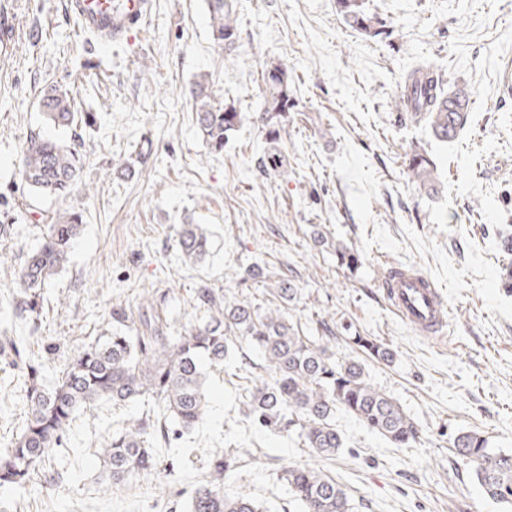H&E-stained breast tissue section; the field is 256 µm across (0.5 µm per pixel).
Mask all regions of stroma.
<instances>
[{
  "label": "stroma",
  "mask_w": 512,
  "mask_h": 512,
  "mask_svg": "<svg viewBox=\"0 0 512 512\" xmlns=\"http://www.w3.org/2000/svg\"><path fill=\"white\" fill-rule=\"evenodd\" d=\"M234 2L239 36L228 55L212 39L206 0H152L148 18L109 48L80 32L64 0H0L15 23L14 53L0 58V347L41 359L52 381L79 349L110 335L113 309L136 325L151 299L177 333L200 315L197 289L261 304L289 278L303 290L290 319L305 329L328 320L337 360L358 353L351 330L394 351L393 361L370 360L366 370L414 419L419 438L392 447L340 411L345 446L326 460L298 437L255 429L239 368L262 359L241 344L230 361L202 365L206 421L159 449L174 475L162 469L100 491L95 444L142 412L102 402L78 414L55 454L65 481L1 490L0 512H182L223 448L240 457L225 493L270 512H300L281 478L290 465L335 477L353 512H506L484 495L453 440L476 430L512 451V293L501 283L512 255L496 244L499 225L512 224V96L500 86L512 62V0H367L384 26L374 38L348 28L336 0ZM281 61L294 85L279 143L287 176L268 165L266 128L248 121L222 153H210L196 132L190 83L209 74L216 96L255 112L264 67ZM422 63L434 64L448 89L472 94L468 122L445 148L395 107L403 79ZM53 85L94 116L78 130L83 166L59 200L20 175L25 139L58 134L38 109ZM417 152L433 157L437 192L416 187L409 162ZM63 211L83 216L70 261L41 288L37 312L23 310L13 271L40 245L47 217ZM188 222L211 234L200 265L184 262L176 245ZM315 224L357 253V270L314 244ZM396 263L445 289V337L417 334L388 307L381 281ZM253 265L262 276L240 279ZM24 410L16 372L0 356V445Z\"/></svg>",
  "instance_id": "35a3bbf8"
}]
</instances>
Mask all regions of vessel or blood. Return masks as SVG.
Instances as JSON below:
<instances>
[{
	"instance_id": "b4317fda",
	"label": "vessel or blood",
	"mask_w": 512,
	"mask_h": 512,
	"mask_svg": "<svg viewBox=\"0 0 512 512\" xmlns=\"http://www.w3.org/2000/svg\"><path fill=\"white\" fill-rule=\"evenodd\" d=\"M66 8L81 31L99 45L121 42L148 16L150 0H67ZM390 309L415 332L431 337L446 333L449 308L436 283L419 270L392 266L383 283Z\"/></svg>"
}]
</instances>
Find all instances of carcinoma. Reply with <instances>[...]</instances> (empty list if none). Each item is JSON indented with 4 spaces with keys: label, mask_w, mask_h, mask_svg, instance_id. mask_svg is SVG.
Here are the masks:
<instances>
[{
    "label": "carcinoma",
    "mask_w": 512,
    "mask_h": 512,
    "mask_svg": "<svg viewBox=\"0 0 512 512\" xmlns=\"http://www.w3.org/2000/svg\"><path fill=\"white\" fill-rule=\"evenodd\" d=\"M365 0H337L345 23L367 36L381 34L379 20L370 15ZM211 36L221 48L231 50L238 40V22L232 0H207ZM261 120L268 127L270 144L280 140V120L292 104L288 64H272L262 72ZM195 125L212 153L224 144L245 119L242 111L222 103L209 82L191 83ZM471 93L465 87L445 89L434 76V66L421 64L407 75L395 105L425 122L431 136L446 143L453 140L467 121ZM45 121L71 129L82 121L68 93L49 89L40 100ZM23 180L44 195L66 197L81 167L78 150L60 140L32 135L24 143ZM414 178L428 190L437 189V166L424 153L409 163ZM82 218L76 213L48 217L42 242L18 271L20 287L29 292L43 287L68 262L72 242L80 233ZM318 246H331L338 262L353 271L358 261L340 241L332 243L319 225L311 230ZM177 244L181 255L198 263L209 253V233L202 224H182ZM301 294L288 279L278 281L273 307L251 301H231L218 288H199L196 306L204 319L179 332L167 334L157 317L144 329L124 330L125 315L112 311L116 326L75 354L61 375L46 384L44 365L23 362L17 374L24 392L26 420L16 437L0 448V487L22 490L51 463L53 453L72 431L76 415L101 401L115 405L145 403L132 426L112 432L99 444L103 461L100 483H131L152 473L157 466L156 448L166 442L168 421L189 430L208 414L206 379L201 358L224 362L230 348L243 342L258 351L267 377L246 389V417L261 429L296 433L311 453L329 459L343 448L336 429V411L343 410L361 421L395 448H409L418 439V428L402 405L377 389L368 379L364 361H337L330 344L329 323L317 321L320 336L305 335L302 326L288 318L286 309ZM351 340L370 359L389 361L393 351L369 336ZM456 454L472 466L484 494L512 508V453L496 451L475 431H461L453 441ZM238 464L236 456L223 449L208 462V473L196 489L187 512H265L256 502L224 494V475ZM288 491L303 512H352L342 485L323 471L308 466L283 469Z\"/></svg>",
    "instance_id": "cac0c4a2"
}]
</instances>
